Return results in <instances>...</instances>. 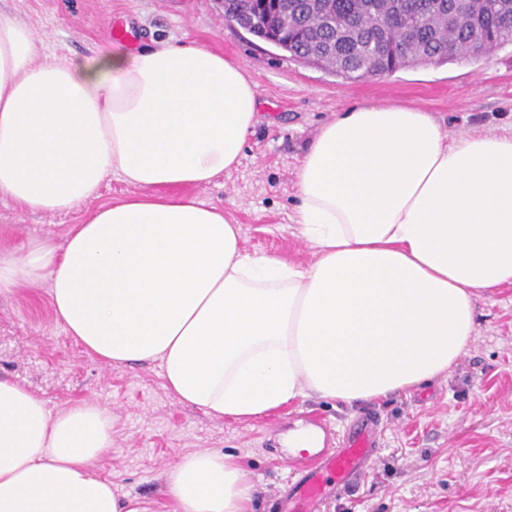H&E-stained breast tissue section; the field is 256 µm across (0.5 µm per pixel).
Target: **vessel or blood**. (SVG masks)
<instances>
[{"instance_id": "vessel-or-blood-1", "label": "vessel or blood", "mask_w": 512, "mask_h": 512, "mask_svg": "<svg viewBox=\"0 0 512 512\" xmlns=\"http://www.w3.org/2000/svg\"><path fill=\"white\" fill-rule=\"evenodd\" d=\"M379 449L378 418L366 413L344 433L337 447L300 452V476L280 512H320L333 492L351 487Z\"/></svg>"}]
</instances>
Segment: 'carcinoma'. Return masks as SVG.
I'll list each match as a JSON object with an SVG mask.
<instances>
[{"mask_svg": "<svg viewBox=\"0 0 512 512\" xmlns=\"http://www.w3.org/2000/svg\"><path fill=\"white\" fill-rule=\"evenodd\" d=\"M371 0H333L324 12L314 0H224V21H257L252 33H272L288 53L346 80L377 76L392 66L477 60L512 44V0H457L470 21L441 31L436 19L447 0H389L387 10L368 8Z\"/></svg>", "mask_w": 512, "mask_h": 512, "instance_id": "carcinoma-1", "label": "carcinoma"}]
</instances>
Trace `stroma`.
I'll return each mask as SVG.
<instances>
[{"label":"stroma","mask_w":512,"mask_h":512,"mask_svg":"<svg viewBox=\"0 0 512 512\" xmlns=\"http://www.w3.org/2000/svg\"><path fill=\"white\" fill-rule=\"evenodd\" d=\"M35 34L40 55L76 62L156 41L210 48L254 83L259 122L236 169L176 194L224 209L251 252L309 263L314 252L292 230L296 171L312 139L336 113L364 103L401 102L432 112L449 135L512 129V45L458 60L345 80L228 24L220 0H0ZM121 26L128 38L110 31ZM92 212L30 213L0 198V247L51 230L64 236ZM469 349L446 375L373 402L380 450L357 483L321 512H512V286L476 301ZM0 376L45 398L53 410L75 401L106 406L112 446L96 462L119 494L165 502L164 472L180 455L237 456L257 485L252 512H277L298 474L288 463L291 431L319 420L338 443L360 407L311 398L247 422L181 404L156 363L107 365L58 323L45 286L0 295Z\"/></svg>","instance_id":"obj_1"}]
</instances>
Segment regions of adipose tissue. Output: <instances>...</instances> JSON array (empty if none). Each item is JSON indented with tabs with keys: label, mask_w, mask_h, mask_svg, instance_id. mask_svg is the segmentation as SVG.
I'll list each match as a JSON object with an SVG mask.
<instances>
[{
	"label": "adipose tissue",
	"mask_w": 512,
	"mask_h": 512,
	"mask_svg": "<svg viewBox=\"0 0 512 512\" xmlns=\"http://www.w3.org/2000/svg\"><path fill=\"white\" fill-rule=\"evenodd\" d=\"M256 121L253 83L205 47L43 58L0 9V198L98 203L64 237L0 250V293L46 285L86 350L158 362L181 403L215 418L377 401L447 373L473 341L476 296L512 285V132L451 139L396 103L337 113L297 170L303 264L246 251L223 209L164 193L235 167ZM110 176L135 195L99 204ZM111 446L107 407L54 412L0 377V512H157L96 469ZM164 482L172 512H250L255 493L219 451L181 456Z\"/></svg>",
	"instance_id": "obj_1"
}]
</instances>
